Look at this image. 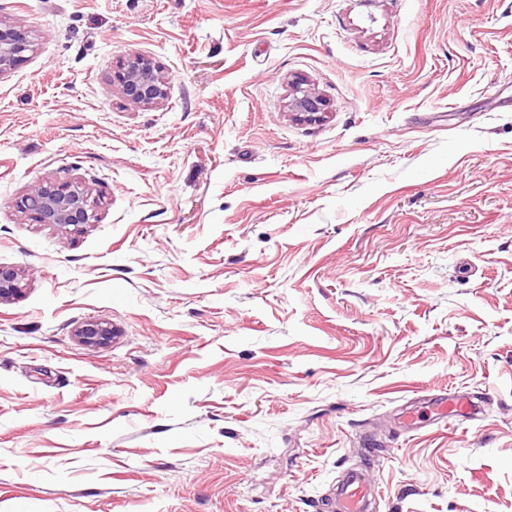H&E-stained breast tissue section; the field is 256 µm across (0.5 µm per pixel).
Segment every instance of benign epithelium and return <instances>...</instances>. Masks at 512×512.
Here are the masks:
<instances>
[{
	"instance_id": "7a95c632",
	"label": "benign epithelium",
	"mask_w": 512,
	"mask_h": 512,
	"mask_svg": "<svg viewBox=\"0 0 512 512\" xmlns=\"http://www.w3.org/2000/svg\"><path fill=\"white\" fill-rule=\"evenodd\" d=\"M30 47L31 41L24 31L0 20V75L10 70ZM113 80L121 97L130 104H160L168 98L167 79L150 58L139 53L127 55L114 72ZM290 97L288 107L298 119L315 122L325 117L327 100L303 79L292 81ZM90 198L89 188L80 183L37 182L14 205L39 224L66 228L94 220L95 203ZM21 279L22 272L0 265V303L20 293ZM77 336L87 345H102L112 336V326L91 320L78 328Z\"/></svg>"
}]
</instances>
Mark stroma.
Returning <instances> with one entry per match:
<instances>
[{"mask_svg": "<svg viewBox=\"0 0 512 512\" xmlns=\"http://www.w3.org/2000/svg\"><path fill=\"white\" fill-rule=\"evenodd\" d=\"M0 512H512V0H0ZM137 52L159 106L112 85ZM329 102L288 110L290 76ZM79 182L94 223L18 212ZM109 322L84 344L78 326ZM472 418L407 432L439 393ZM31 41L17 26L0 20V76L30 50ZM22 276L19 270L0 265V303L8 302L20 293ZM77 336L87 345H102L112 336V326L107 322L91 320L78 328ZM427 412L428 419L426 425L437 423L441 420H448L452 416H475L477 414V405L468 397L459 398L453 395H438L430 397L423 403H414L407 407L400 416V424L407 430H416L422 424V411ZM425 425V426H426ZM375 499V487L362 471L348 472L337 488L339 512H368Z\"/></svg>", "mask_w": 512, "mask_h": 512, "instance_id": "35a3bbf8", "label": "stroma"}]
</instances>
